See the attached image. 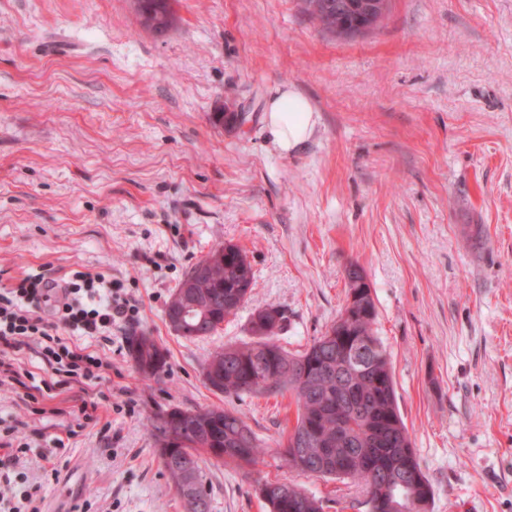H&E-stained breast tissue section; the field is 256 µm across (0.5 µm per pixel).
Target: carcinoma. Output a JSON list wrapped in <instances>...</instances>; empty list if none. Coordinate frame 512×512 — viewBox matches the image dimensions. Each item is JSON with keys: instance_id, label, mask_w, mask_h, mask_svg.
Here are the masks:
<instances>
[{"instance_id": "1", "label": "carcinoma", "mask_w": 512, "mask_h": 512, "mask_svg": "<svg viewBox=\"0 0 512 512\" xmlns=\"http://www.w3.org/2000/svg\"><path fill=\"white\" fill-rule=\"evenodd\" d=\"M144 13L164 15L173 11L172 0H140ZM309 18L319 27L343 35H355L373 28L389 0H301ZM363 267L355 263L346 270L347 293H359L352 317L333 324L316 336L302 351L293 354L278 343L285 315L275 307L256 310L250 321L253 340L216 351L206 362L204 378L214 391L226 395L290 392L296 405V421L288 436L314 429L317 439L312 454L302 461L285 449L288 467L302 471L315 465L323 448H331L343 467H331L320 477L348 479L361 486L364 504L375 512H398L383 507V497L428 496L422 512L433 498V489L417 459H412L422 490H415L399 467L403 447H412L407 427L400 415L390 359L375 334L376 306L372 289L362 287ZM254 287V274L247 254L227 243L196 262L171 295L165 315L173 323L174 299L186 295L193 318L173 331L187 339L215 335L224 319L248 299ZM334 339L327 340L328 334ZM351 337L366 339L371 348L361 355L358 365L348 364L350 377L339 387L336 382L338 341ZM129 354L138 373L155 379L164 371L165 353L156 340L145 334L133 336ZM311 367L302 379L298 368ZM160 462L180 498H192L197 507L187 512H210V494L201 468L188 473L179 459L186 456L220 453L226 463L252 465L264 454L262 442L236 413L223 408L180 409L156 414L149 421ZM256 493L270 512H323L322 501L296 484L259 481Z\"/></svg>"}]
</instances>
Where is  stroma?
Listing matches in <instances>:
<instances>
[{
    "label": "stroma",
    "mask_w": 512,
    "mask_h": 512,
    "mask_svg": "<svg viewBox=\"0 0 512 512\" xmlns=\"http://www.w3.org/2000/svg\"><path fill=\"white\" fill-rule=\"evenodd\" d=\"M176 15L159 35L131 0H0V289L100 273L138 307L90 342L106 378L57 389L45 413L0 385V434L30 445L0 494L38 485L39 512H184L149 420L221 407L266 453L244 469L202 455L212 512H269L264 478L324 512H367L351 481L285 465L289 395L227 396L203 374L250 340L259 308L282 310L280 345L303 350L357 263L429 512H512V0H389L350 37L301 0H178ZM280 88L316 116L289 155L265 123ZM214 112L236 120L214 127ZM225 243L246 251L252 295L214 336L181 338L166 305ZM142 333L166 351L160 379L129 356ZM101 392L97 423L78 428L81 399Z\"/></svg>",
    "instance_id": "35a3bbf8"
}]
</instances>
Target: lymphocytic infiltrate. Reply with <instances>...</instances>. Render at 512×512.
<instances>
[{
	"label": "lymphocytic infiltrate",
	"instance_id": "obj_1",
	"mask_svg": "<svg viewBox=\"0 0 512 512\" xmlns=\"http://www.w3.org/2000/svg\"><path fill=\"white\" fill-rule=\"evenodd\" d=\"M135 313L99 273H75L62 288L28 278L19 287L0 289V346L13 351L36 346L50 374L35 390L48 394L63 383L102 380L109 363L73 339L110 340L113 326L132 321Z\"/></svg>",
	"mask_w": 512,
	"mask_h": 512
}]
</instances>
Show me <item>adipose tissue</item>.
Wrapping results in <instances>:
<instances>
[{
  "instance_id": "ef3b65f1",
  "label": "adipose tissue",
  "mask_w": 512,
  "mask_h": 512,
  "mask_svg": "<svg viewBox=\"0 0 512 512\" xmlns=\"http://www.w3.org/2000/svg\"><path fill=\"white\" fill-rule=\"evenodd\" d=\"M267 130L281 152L295 151L313 134L316 119L309 101L293 91H284L270 101Z\"/></svg>"
}]
</instances>
